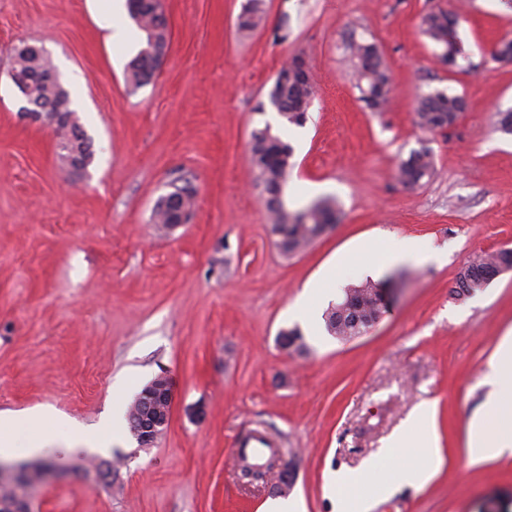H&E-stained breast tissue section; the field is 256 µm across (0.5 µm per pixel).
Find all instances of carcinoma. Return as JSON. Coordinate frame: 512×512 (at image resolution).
Wrapping results in <instances>:
<instances>
[{"label": "carcinoma", "instance_id": "1", "mask_svg": "<svg viewBox=\"0 0 512 512\" xmlns=\"http://www.w3.org/2000/svg\"><path fill=\"white\" fill-rule=\"evenodd\" d=\"M263 0H247L238 16V27L255 29L261 20ZM128 14L139 30L145 34V44L129 62L125 78L134 87L147 84L159 68L167 44L168 26L160 0H128ZM422 30L431 40L443 46L442 60L454 65L464 56L462 43L457 34V16L447 10L432 11L422 17ZM355 70L361 99L371 110L378 112L389 102L390 78L383 65L377 46L372 42L351 41ZM303 58L296 56L278 72L270 92V104L285 123L301 126L306 120L307 110L313 97L310 79H300L294 67ZM13 68L24 85L28 97L34 104L44 108L48 119L52 112L62 107L69 113L70 94L58 81L52 60L32 51H18L13 59ZM466 110V100L460 95H449L434 91L423 96L415 112V122L423 130L435 132L455 125ZM73 147L87 159H93L91 144L84 130L72 133ZM294 148L281 136L271 132L270 127L252 133L250 164L257 172V179L265 194V206L270 216L271 232L277 236L276 245L285 255H294L320 238L338 220L336 202L321 199L306 208L289 212L283 202V189L288 182V172L294 167ZM434 173L433 157L429 149L421 148L410 153L396 172L403 186H415ZM172 186L184 192L180 197L184 209L195 205L196 191L182 177L172 180ZM509 261V252L499 249L477 254L461 268L452 294L468 297L484 289L483 282L498 266ZM380 282L369 279L349 286L343 299L327 309L324 315L325 328L338 340H350L363 335L384 313L381 301ZM278 342L285 350L302 351L306 348L299 329H282ZM271 470V463L241 465V479L251 482Z\"/></svg>", "mask_w": 512, "mask_h": 512}]
</instances>
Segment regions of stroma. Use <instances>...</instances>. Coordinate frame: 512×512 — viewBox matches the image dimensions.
<instances>
[{
    "label": "stroma",
    "instance_id": "1",
    "mask_svg": "<svg viewBox=\"0 0 512 512\" xmlns=\"http://www.w3.org/2000/svg\"><path fill=\"white\" fill-rule=\"evenodd\" d=\"M247 0H161L168 45L151 82L132 88L127 63L143 35L127 13L100 18L94 0H0V413L47 408L95 432L115 401L130 405L168 376V426L139 448L121 428L107 452L46 449L63 477L36 486L31 512H264V485L237 479L236 442L262 427L283 443L302 512H336L339 469L379 461L420 407H436L443 464L427 483L392 482L383 464L371 512H512V454L472 460L468 434L491 388L485 372L512 332V272L466 298L451 289L473 255L512 248V38L505 0H265L259 26L240 31ZM458 10L466 58L441 62L421 19ZM124 27L108 39L109 23ZM374 42L391 77L389 103L368 109L348 62L349 38ZM44 47L92 140L83 174L61 159L54 124L23 114L10 78L15 47ZM314 94L304 125L268 101L293 57ZM444 90L468 108L452 127L415 123L419 99ZM271 128L294 147L288 210L331 198L339 221L305 251L280 254L249 162L251 134ZM433 176L396 179L413 150ZM196 205L185 224L152 221L175 177ZM415 236L437 262L347 268L312 322L290 313L325 265L378 235ZM402 280L392 307L364 335L330 336L328 306L348 285ZM300 328L307 353L277 344Z\"/></svg>",
    "mask_w": 512,
    "mask_h": 512
}]
</instances>
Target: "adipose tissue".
I'll return each instance as SVG.
<instances>
[{
  "mask_svg": "<svg viewBox=\"0 0 512 512\" xmlns=\"http://www.w3.org/2000/svg\"><path fill=\"white\" fill-rule=\"evenodd\" d=\"M436 255L428 242L417 237L396 238L381 236L365 242L360 251L350 256V263L382 268L410 260L424 264ZM486 381L493 391L484 411L470 427L469 446L474 458L482 459L512 453V336L498 345L488 364ZM433 405L421 407L406 425L393 434L384 452L395 459L398 449H407V461L418 463L423 477H431L441 466L439 437L434 427ZM60 418L52 412H35L20 417H0V455L15 453L24 448L35 453L53 443L64 444L68 451L79 445L88 450L103 451L101 435L85 438L79 425L70 423L65 433H58Z\"/></svg>",
  "mask_w": 512,
  "mask_h": 512,
  "instance_id": "1",
  "label": "adipose tissue"
}]
</instances>
